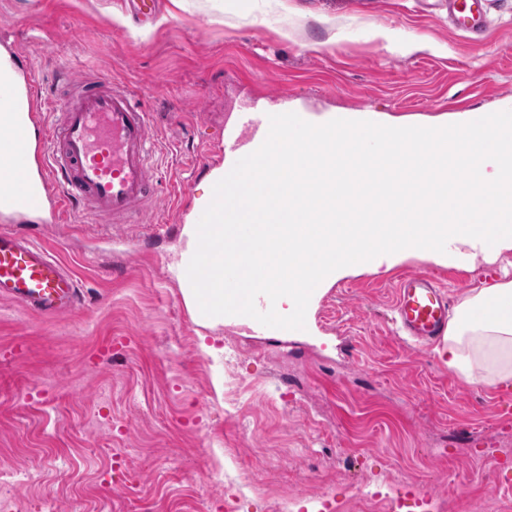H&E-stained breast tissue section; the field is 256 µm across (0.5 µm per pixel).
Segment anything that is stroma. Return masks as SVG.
I'll list each match as a JSON object with an SVG mask.
<instances>
[{
	"label": "stroma",
	"mask_w": 512,
	"mask_h": 512,
	"mask_svg": "<svg viewBox=\"0 0 512 512\" xmlns=\"http://www.w3.org/2000/svg\"><path fill=\"white\" fill-rule=\"evenodd\" d=\"M388 38H379V31ZM426 50L405 51L408 41ZM0 45L47 83L61 62L133 86L154 115L157 201L135 224L73 210L33 224L81 297L46 318L0 299L4 512H320L376 497L512 504V383L472 385L393 322L398 274L451 301L512 253L448 266L410 256L322 288L306 331L200 321L177 273L210 154L243 112L439 118L512 101V0L471 41L444 0H0Z\"/></svg>",
	"instance_id": "1"
}]
</instances>
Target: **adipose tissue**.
I'll return each mask as SVG.
<instances>
[{"mask_svg": "<svg viewBox=\"0 0 512 512\" xmlns=\"http://www.w3.org/2000/svg\"><path fill=\"white\" fill-rule=\"evenodd\" d=\"M441 353L449 370L468 383L512 381V280L482 283L461 298Z\"/></svg>", "mask_w": 512, "mask_h": 512, "instance_id": "obj_1", "label": "adipose tissue"}]
</instances>
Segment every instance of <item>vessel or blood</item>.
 I'll return each mask as SVG.
<instances>
[{"label": "vessel or blood", "mask_w": 512, "mask_h": 512, "mask_svg": "<svg viewBox=\"0 0 512 512\" xmlns=\"http://www.w3.org/2000/svg\"><path fill=\"white\" fill-rule=\"evenodd\" d=\"M487 0H448V18L462 31L480 34ZM54 86L68 87L70 102L61 124H40L34 152L25 148V128L49 99L37 79L28 81L29 110L17 112L9 88L0 87V206L36 209L54 201V214L76 208L89 215L128 224L158 196L154 174V142L150 114L128 86L103 75L74 74L58 69ZM247 136L224 131L225 159H240L264 141L269 119L264 112H246ZM36 165L40 184L24 179ZM80 290L73 273L46 247L29 237L0 230V298L44 316L71 313ZM449 298L438 277L404 275L397 284L393 308L399 330L415 343L441 340L448 329Z\"/></svg>", "instance_id": "obj_1"}]
</instances>
